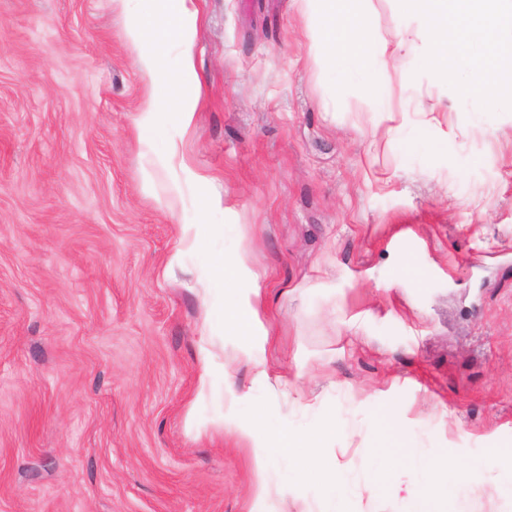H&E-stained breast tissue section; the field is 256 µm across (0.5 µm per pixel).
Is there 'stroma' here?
<instances>
[{
	"mask_svg": "<svg viewBox=\"0 0 512 512\" xmlns=\"http://www.w3.org/2000/svg\"><path fill=\"white\" fill-rule=\"evenodd\" d=\"M197 6L193 125L147 145L123 0H0V512H321L225 430L257 406L512 461V112L473 128L389 0L392 118L311 60L301 0ZM187 224L215 231L171 262ZM235 253L263 344L222 319ZM321 445L348 512H406L358 441Z\"/></svg>",
	"mask_w": 512,
	"mask_h": 512,
	"instance_id": "1",
	"label": "stroma"
}]
</instances>
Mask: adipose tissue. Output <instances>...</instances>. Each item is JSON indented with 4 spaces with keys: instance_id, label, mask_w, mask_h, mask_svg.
Returning a JSON list of instances; mask_svg holds the SVG:
<instances>
[{
    "instance_id": "adipose-tissue-1",
    "label": "adipose tissue",
    "mask_w": 512,
    "mask_h": 512,
    "mask_svg": "<svg viewBox=\"0 0 512 512\" xmlns=\"http://www.w3.org/2000/svg\"><path fill=\"white\" fill-rule=\"evenodd\" d=\"M192 0H154L152 8L133 20L128 37L141 64L170 92H178L183 76L194 73L192 45L198 11ZM397 11L412 14L420 24L427 48L422 61L436 80L454 87L456 95L476 101L481 112L512 109V0H392ZM314 20L308 33L314 62L331 65L339 76L355 71L367 74L366 100L378 111L392 109V88L386 74L391 58L400 53L377 28L372 0H303ZM177 43L183 48L179 71L163 65V50ZM228 288L224 295V321L243 336H260L263 323L252 297V274L241 255L224 257L219 264ZM224 426L237 430L253 443L258 468L283 462L294 483L319 485L326 512H346L348 481L344 470L321 452L319 436L303 435L286 427L267 428L263 411H255L250 425L225 416ZM377 461L376 480H384L400 466H408L419 483L408 494L407 512H439L441 496L454 501L453 512H472L465 484H479L495 474L500 490L512 496V466L497 468L489 459L470 460L460 471H449L441 496H434L424 480L436 466L431 454L410 451L404 433L394 427L372 446Z\"/></svg>"
}]
</instances>
